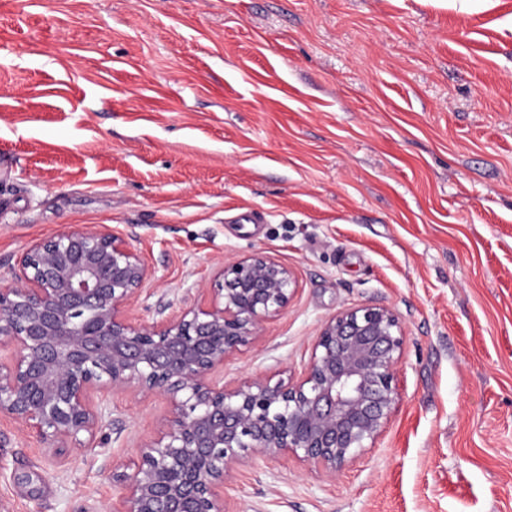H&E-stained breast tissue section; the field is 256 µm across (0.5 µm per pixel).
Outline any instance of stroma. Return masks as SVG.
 <instances>
[{
	"label": "stroma",
	"instance_id": "stroma-1",
	"mask_svg": "<svg viewBox=\"0 0 512 512\" xmlns=\"http://www.w3.org/2000/svg\"><path fill=\"white\" fill-rule=\"evenodd\" d=\"M100 224L153 271L140 321L231 256L294 273L229 387L299 374L343 309L404 324L375 447L254 461L227 512H512V0H0V275ZM166 411L117 395L65 455L0 417V512H110Z\"/></svg>",
	"mask_w": 512,
	"mask_h": 512
}]
</instances>
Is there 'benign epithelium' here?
Instances as JSON below:
<instances>
[{
    "instance_id": "7a95c632",
    "label": "benign epithelium",
    "mask_w": 512,
    "mask_h": 512,
    "mask_svg": "<svg viewBox=\"0 0 512 512\" xmlns=\"http://www.w3.org/2000/svg\"><path fill=\"white\" fill-rule=\"evenodd\" d=\"M151 276L100 225L33 242L0 282L1 416L79 451L111 424V393L167 399L166 428L139 446L131 471L112 473V512H224L236 466L292 455L334 476L386 432L405 346L392 308H346L323 324L298 376L228 388L213 372L288 308L293 272L261 251L232 257L193 305L139 323L129 310Z\"/></svg>"
}]
</instances>
